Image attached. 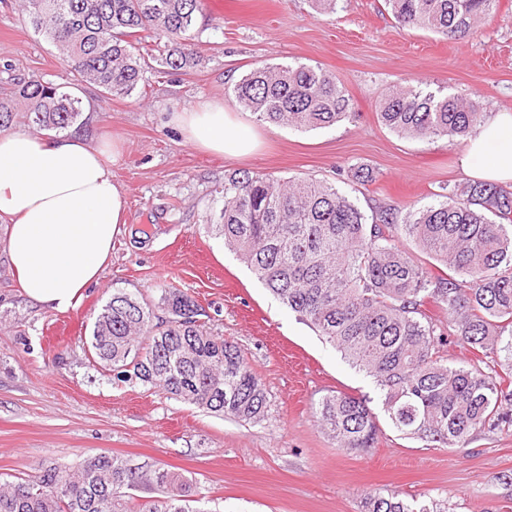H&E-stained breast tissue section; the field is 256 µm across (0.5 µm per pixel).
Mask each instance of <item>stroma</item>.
<instances>
[{"label":"stroma","mask_w":512,"mask_h":512,"mask_svg":"<svg viewBox=\"0 0 512 512\" xmlns=\"http://www.w3.org/2000/svg\"><path fill=\"white\" fill-rule=\"evenodd\" d=\"M195 42L203 68L147 73L142 94L108 100L92 85L72 86L69 67L29 24L23 0H0V98H12L24 79L71 87L84 107L78 134L92 146L121 141L112 174L126 205L99 283L67 311L29 301L0 249V479L42 461L74 466L108 453L185 473L203 507L221 512H361L374 492L444 500L451 512H512V429L435 448L383 419L374 448L337 447L316 421L318 403L338 391L379 410L372 378L207 230L224 175L234 170L327 181L364 210L377 202L433 204L441 185L466 181L463 144L398 137L374 103L413 85L476 101L485 113L512 112V0H500L478 36L457 40L399 28L384 0H337L330 14L316 13L309 0H202ZM294 61L333 73L354 117L305 132L238 108L231 89L243 74L260 62ZM216 98L256 134L250 155L201 151L173 125L175 112ZM351 165L374 170L376 181L349 180ZM165 288L187 294L201 322L241 349L268 393L265 421L185 405L89 362L92 323L112 291L155 300Z\"/></svg>","instance_id":"1"}]
</instances>
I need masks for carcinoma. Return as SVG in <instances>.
Instances as JSON below:
<instances>
[{
    "instance_id": "cac0c4a2",
    "label": "carcinoma",
    "mask_w": 512,
    "mask_h": 512,
    "mask_svg": "<svg viewBox=\"0 0 512 512\" xmlns=\"http://www.w3.org/2000/svg\"><path fill=\"white\" fill-rule=\"evenodd\" d=\"M498 0H385L395 23L446 39L473 35ZM200 0H25L32 27L61 51L73 77L101 96L128 97L145 73L187 72L196 48ZM150 33L152 43L142 41ZM0 101V132L22 121L62 132L82 101L52 83L28 80ZM256 119L298 130L329 128L353 115L335 76L306 64L258 65L233 86ZM402 138L454 143L484 120L471 100L405 86L375 105ZM441 201L419 208L377 204L371 215L336 185L247 173L224 177L222 207L209 229L280 303L374 380L381 411L408 438L452 447L476 432L512 425V190L482 182L440 186ZM408 241L439 272L399 246ZM194 302L162 290L156 302L116 290L96 314L90 356L121 382L137 381L212 413L259 423L267 392L236 344L197 320ZM436 307L443 316L431 313ZM460 344L471 363H448ZM318 424L347 450L372 447L375 413L338 392L316 408ZM155 496L137 498L138 490ZM182 473L131 468L99 454L77 467L41 463L0 482V512H209L189 499ZM363 512H449L368 494Z\"/></svg>"
}]
</instances>
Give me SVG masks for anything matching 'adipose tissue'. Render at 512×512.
I'll return each instance as SVG.
<instances>
[{"label":"adipose tissue","instance_id":"1","mask_svg":"<svg viewBox=\"0 0 512 512\" xmlns=\"http://www.w3.org/2000/svg\"><path fill=\"white\" fill-rule=\"evenodd\" d=\"M186 142L241 156L256 139L214 99L174 113ZM461 163L479 180L512 183V113H490L466 138ZM106 145L76 135L0 133V218H8L5 251L24 295L44 309L73 307L97 284L125 221Z\"/></svg>","mask_w":512,"mask_h":512}]
</instances>
